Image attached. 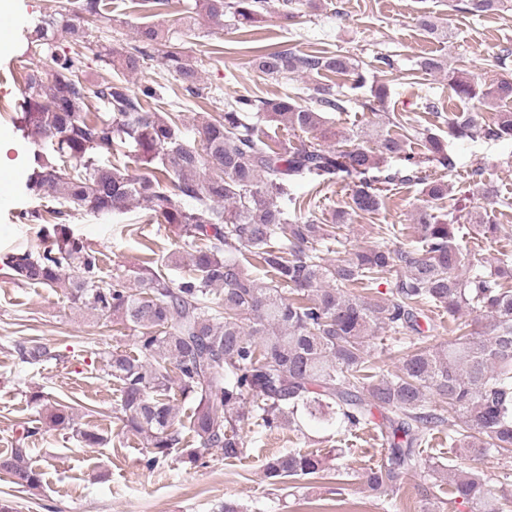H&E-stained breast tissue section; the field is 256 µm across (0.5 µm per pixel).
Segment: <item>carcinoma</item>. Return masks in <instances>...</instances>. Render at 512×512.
<instances>
[{"instance_id": "carcinoma-1", "label": "carcinoma", "mask_w": 512, "mask_h": 512, "mask_svg": "<svg viewBox=\"0 0 512 512\" xmlns=\"http://www.w3.org/2000/svg\"><path fill=\"white\" fill-rule=\"evenodd\" d=\"M211 22L224 28L233 19L241 30L281 7L294 17L297 7L315 0H198ZM108 0H76L70 15H50L30 38V49L50 55L51 65L28 76L17 118L24 135L40 147L28 189L49 199L53 227L40 250L6 253L0 262L21 283L64 289L95 321L120 324L133 332L137 353L114 349L106 356L107 375L117 384L115 407L124 427L139 438L154 469L175 450L190 463L200 450L217 449L224 459L246 453L245 426L272 429L297 415L327 421L346 431L378 429L384 457L363 470L361 480L378 496L394 492L398 481L438 467L425 455L434 432L448 431V447L481 459L512 454V255L497 258L487 271L467 264L456 242L455 225L431 206L416 209L417 245L391 249L368 245L349 257L333 258L342 244L339 230L352 215L374 213L383 188L366 175L385 159L406 162L403 181L423 185L430 201L448 196V183L422 175L426 163L454 168L452 141L512 139V112L480 122L468 112L448 115V136L414 126L402 114L387 116L390 129L362 127L335 147L304 141L324 129L326 112L345 110L334 91L349 77L370 86L363 107L376 111L389 87L368 81L350 55L308 53L266 46L250 48L251 68L271 78L315 81L311 104L289 96L255 99L230 95L218 116L197 100L198 69L184 46L168 45L163 60L186 96L196 100L187 134L176 112H159L161 90H132L125 79L90 85L85 54L58 51L65 40L85 43V23L107 13ZM503 0H465L473 15L498 11ZM165 32L156 25L138 30V44L96 55L105 66L127 73L154 58ZM450 99H477L488 106L512 98V76L483 85L471 74L448 76ZM97 107H92V103ZM277 122L296 141L262 132L260 122ZM421 140L426 153L407 150ZM368 141L371 146L361 145ZM132 147L133 152L125 151ZM144 173H129L126 158ZM311 176L323 185L340 176L352 180L345 208L333 222H318L319 201L292 193L295 180ZM145 204L162 224L176 227L195 243L188 272L177 282L162 269L181 265L170 253L134 272L133 280L108 284L99 276V252L74 237L67 221L78 213L124 214ZM259 269V277L253 270ZM395 277L388 295L359 298L352 288L370 291ZM454 318L462 312L486 321L482 330L441 343L423 334V308ZM395 358L385 371L371 348ZM192 399L187 423L177 420L172 394ZM40 423L75 429L77 441L105 446L108 433L74 428L73 407L45 405ZM193 443L183 444L182 428ZM0 471L29 490L40 486L29 449L0 453ZM264 476L281 490L288 480L327 479L339 474L333 458L294 448L266 460ZM512 474L448 469L455 498L476 512H508L512 499L501 493Z\"/></svg>"}]
</instances>
